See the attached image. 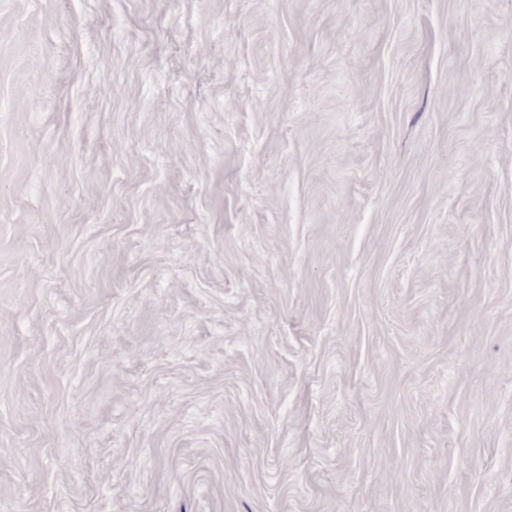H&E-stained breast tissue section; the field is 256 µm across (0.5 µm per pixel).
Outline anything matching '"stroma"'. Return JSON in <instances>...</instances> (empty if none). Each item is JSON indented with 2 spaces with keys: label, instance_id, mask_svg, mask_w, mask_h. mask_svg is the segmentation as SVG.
Instances as JSON below:
<instances>
[{
  "label": "stroma",
  "instance_id": "obj_1",
  "mask_svg": "<svg viewBox=\"0 0 512 512\" xmlns=\"http://www.w3.org/2000/svg\"><path fill=\"white\" fill-rule=\"evenodd\" d=\"M0 512H512V0H0Z\"/></svg>",
  "mask_w": 512,
  "mask_h": 512
}]
</instances>
